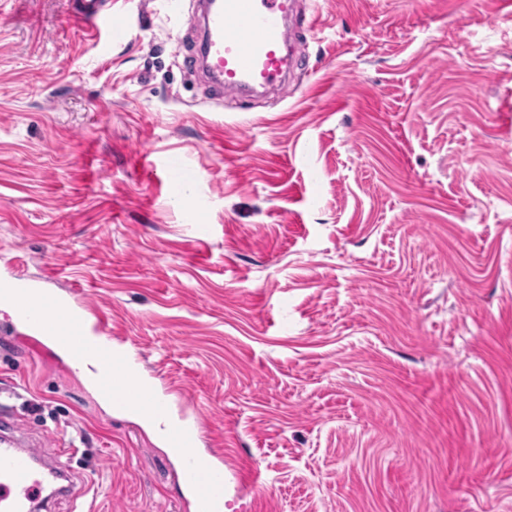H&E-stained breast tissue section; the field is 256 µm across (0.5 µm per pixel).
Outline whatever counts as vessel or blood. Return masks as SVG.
I'll use <instances>...</instances> for the list:
<instances>
[{
    "label": "vessel or blood",
    "mask_w": 512,
    "mask_h": 512,
    "mask_svg": "<svg viewBox=\"0 0 512 512\" xmlns=\"http://www.w3.org/2000/svg\"><path fill=\"white\" fill-rule=\"evenodd\" d=\"M297 0H197L188 16L191 29L200 37L197 50L183 58L189 71H200L213 88L239 99L282 86L296 65L295 45L303 29L314 28L316 20L299 10ZM75 15L87 28L121 34L112 21V0H75ZM9 289L21 306L23 316L38 335L57 336L68 342L72 363L94 355L101 364V386L126 408L162 416L163 403L147 392L130 368L128 359L115 353L105 340L106 321L96 315L87 321L82 312L55 295L29 292L26 279L15 278L0 284ZM14 409L0 402V421L9 429L0 434V512H34V490L40 472L56 481L57 493L69 471L66 450L59 444L25 445L19 438ZM168 447L182 460V476L193 489L197 512H216L224 497V475L202 460L193 449L194 433L180 422H171L166 436Z\"/></svg>",
    "instance_id": "vessel-or-blood-1"
}]
</instances>
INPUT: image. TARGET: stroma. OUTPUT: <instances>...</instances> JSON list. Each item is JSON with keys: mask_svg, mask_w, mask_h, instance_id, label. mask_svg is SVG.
Listing matches in <instances>:
<instances>
[{"mask_svg": "<svg viewBox=\"0 0 512 512\" xmlns=\"http://www.w3.org/2000/svg\"><path fill=\"white\" fill-rule=\"evenodd\" d=\"M301 2L287 90L238 107L166 0H112L116 40L0 0V279L105 313L220 512H512V0ZM1 390L71 448L46 512H196L0 310ZM168 448H175L182 460V477L193 489L197 512H216L224 497V474L194 454L197 437L178 421H171L166 436Z\"/></svg>", "mask_w": 512, "mask_h": 512, "instance_id": "obj_1", "label": "stroma"}]
</instances>
